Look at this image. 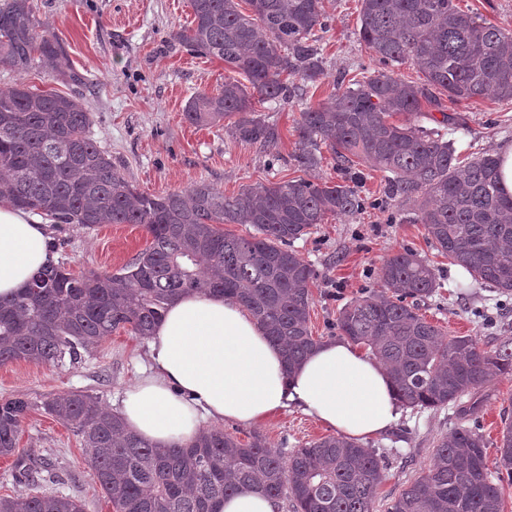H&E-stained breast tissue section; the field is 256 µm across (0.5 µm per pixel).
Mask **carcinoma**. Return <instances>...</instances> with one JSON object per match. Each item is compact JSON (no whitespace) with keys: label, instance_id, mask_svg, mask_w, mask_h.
Returning <instances> with one entry per match:
<instances>
[{"label":"carcinoma","instance_id":"1","mask_svg":"<svg viewBox=\"0 0 512 512\" xmlns=\"http://www.w3.org/2000/svg\"><path fill=\"white\" fill-rule=\"evenodd\" d=\"M190 0L191 25L174 34L193 52L218 58L249 85L226 80L188 102L185 118L217 125L231 118L235 139L274 149L277 127L256 114L254 100L297 104L294 159L313 170L331 153L343 182L290 180L248 186L233 196L199 181L186 189L144 194L91 138V116L74 97L36 92L23 81L0 91V199L61 224H140L150 245L116 273L79 275L53 266L10 299L0 298V365L17 360L74 365L113 333L151 334L166 306L189 291L222 294L243 304L285 350L288 367L317 345L309 328L314 270L292 249L330 216L355 213L365 200L348 184L357 163L385 173V203L417 204L421 224L441 255L472 279L512 294V195L500 183L499 159L469 161L439 130L417 124L428 106L492 98L512 102V33L477 22L454 0H361L359 38L380 68L318 102L308 86L325 75L320 38L323 0ZM421 84L394 76L405 63ZM79 76L58 39L38 30L30 0L0 6V64L22 74L35 64ZM297 78L302 85L292 82ZM403 115L401 123L393 116ZM221 224H248L249 237ZM385 295L347 303L336 330L365 348L392 376L412 409L456 404L493 377L512 373V348L493 352L470 336L444 338L419 314L440 288L435 269L406 248L383 259ZM42 408L81 438L93 480L117 512H213L241 485L258 483L294 512H374L385 475L375 450L325 436L286 452L255 433L243 443L208 428L189 444L160 451L127 431L96 395L76 391L36 403L0 401V457L18 452L21 427ZM512 484V420L489 462L479 433L458 428L437 441L424 476L389 512H503ZM0 512H82L67 497L36 492L1 496Z\"/></svg>","mask_w":512,"mask_h":512}]
</instances>
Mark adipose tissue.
<instances>
[{
	"label": "adipose tissue",
	"instance_id": "adipose-tissue-1",
	"mask_svg": "<svg viewBox=\"0 0 512 512\" xmlns=\"http://www.w3.org/2000/svg\"><path fill=\"white\" fill-rule=\"evenodd\" d=\"M57 261L46 225L0 202V298ZM146 349L149 370L118 413L159 449L190 442L205 421L261 424L291 406L357 441L387 431L403 412L386 369L358 345L328 339L288 368L250 312L220 295L174 300Z\"/></svg>",
	"mask_w": 512,
	"mask_h": 512
}]
</instances>
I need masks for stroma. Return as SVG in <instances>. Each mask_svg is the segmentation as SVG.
<instances>
[{"label": "stroma", "mask_w": 512, "mask_h": 512, "mask_svg": "<svg viewBox=\"0 0 512 512\" xmlns=\"http://www.w3.org/2000/svg\"><path fill=\"white\" fill-rule=\"evenodd\" d=\"M40 30L55 35L82 77L49 79L41 67L19 74L0 65V89L24 81L31 89L78 98L90 112V135L112 158L114 166L140 191L181 190L204 181L225 194L257 183L284 182L303 176L338 180L331 157L303 172L293 159L299 109L263 103L259 113L279 130L275 151L235 140L226 125L198 127L183 115L189 99L212 92L225 80L239 78L223 61L196 55L174 39L192 20L190 0H33ZM330 29L322 39L325 75L310 89L318 101L336 92L360 67L374 62L359 40L361 0H324ZM447 113L463 117V129L448 132L462 154L498 153L512 145V103L491 99L445 101ZM415 210L406 203L382 211L373 207L329 218L293 248L314 271L309 328L317 340L336 337L339 310L355 298L380 292L378 270L384 257L409 248L436 270L439 296L422 303L420 312L446 336L473 337L492 351L512 341V295H501L475 282L462 268L450 265L427 238L423 225L409 223ZM59 261L73 273L114 272L150 242L138 224H104L87 229L78 224L50 227ZM147 365L143 338L112 334L81 363L53 366L19 360L0 365V400L24 397L38 402L70 391L100 396L118 405ZM512 415V374L499 375L461 401L437 409H406L388 433L368 439L386 469L374 512H388L394 498L423 476L437 441L459 427L480 432L496 457L504 424ZM224 430L240 440L253 433L269 446L293 449L330 435L327 426L301 411L282 410L257 427L234 421ZM21 453L49 459L56 480L47 493L77 500L82 512H116L92 479V463L80 439L64 424L32 410L19 437Z\"/></svg>", "instance_id": "stroma-1"}]
</instances>
